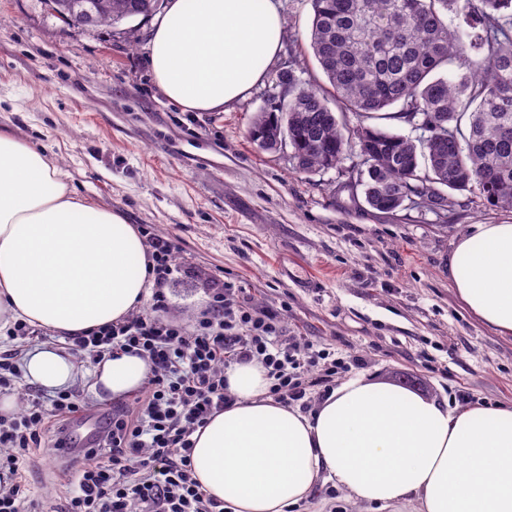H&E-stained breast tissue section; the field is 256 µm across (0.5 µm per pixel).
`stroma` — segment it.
<instances>
[{"instance_id":"obj_1","label":"stroma","mask_w":512,"mask_h":512,"mask_svg":"<svg viewBox=\"0 0 512 512\" xmlns=\"http://www.w3.org/2000/svg\"><path fill=\"white\" fill-rule=\"evenodd\" d=\"M285 37L264 81L220 112H187L157 87L152 21L70 28L44 0H0V132L44 148L70 190L176 246L170 319L192 324L211 279L276 314L310 356L360 354L351 367L459 406L512 404V337L462 307L448 257L474 224L512 223V209L457 192L445 214L384 213L352 196L361 160L297 172L290 147L253 143L254 117L283 96L279 72L327 81L310 48L311 0H277ZM47 512H61L67 462L36 451L24 468Z\"/></svg>"}]
</instances>
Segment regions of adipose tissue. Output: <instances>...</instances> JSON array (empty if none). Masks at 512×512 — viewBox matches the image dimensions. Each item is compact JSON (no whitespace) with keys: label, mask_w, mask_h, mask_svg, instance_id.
<instances>
[{"label":"adipose tissue","mask_w":512,"mask_h":512,"mask_svg":"<svg viewBox=\"0 0 512 512\" xmlns=\"http://www.w3.org/2000/svg\"><path fill=\"white\" fill-rule=\"evenodd\" d=\"M284 29L273 0H168L152 23L149 65L171 102L212 112L261 83ZM138 230L117 212L70 193L61 170L0 133V331L15 321L77 336L127 318L152 286ZM462 305L512 335V223L478 224L448 259ZM26 381L48 390L78 376L70 354L36 348ZM150 375L118 353L92 371L95 397L123 398ZM232 401L197 429L193 478L226 512H294L325 484L387 512H512V405L447 402L359 374L311 411L274 402L255 361L225 371Z\"/></svg>","instance_id":"adipose-tissue-1"}]
</instances>
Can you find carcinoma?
Masks as SVG:
<instances>
[{
    "mask_svg": "<svg viewBox=\"0 0 512 512\" xmlns=\"http://www.w3.org/2000/svg\"><path fill=\"white\" fill-rule=\"evenodd\" d=\"M67 26L147 17L156 0H46ZM310 46L336 109L315 86L278 75L288 102L256 115L250 137L272 151L292 148L295 168L335 167L357 140L366 202L386 211L414 192L440 205L479 189L512 208V0H312ZM461 12L467 28L448 25ZM428 136L413 140L371 119L388 109ZM360 118L351 130L336 112Z\"/></svg>",
    "mask_w": 512,
    "mask_h": 512,
    "instance_id": "carcinoma-1",
    "label": "carcinoma"
}]
</instances>
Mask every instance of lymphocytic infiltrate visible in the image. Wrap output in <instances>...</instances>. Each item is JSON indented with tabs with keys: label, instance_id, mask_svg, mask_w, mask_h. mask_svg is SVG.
Listing matches in <instances>:
<instances>
[{
	"label": "lymphocytic infiltrate",
	"instance_id": "obj_1",
	"mask_svg": "<svg viewBox=\"0 0 512 512\" xmlns=\"http://www.w3.org/2000/svg\"><path fill=\"white\" fill-rule=\"evenodd\" d=\"M156 288L148 313L68 337L71 350L100 358L131 351L146 358L151 374L133 402L102 413L99 443L71 449L82 467L71 481L63 512H224L191 473V436L231 401L224 380L233 363L258 361L269 395L309 409V389L325 386L336 368L311 377L315 359L286 343L276 316L254 309L235 288L212 283L210 304L193 324L168 317L163 290L176 270L170 240L145 233ZM24 406L0 415V512H41L19 472V461L40 448L45 433L60 436L83 407L60 390L51 400L23 393Z\"/></svg>",
	"mask_w": 512,
	"mask_h": 512
}]
</instances>
